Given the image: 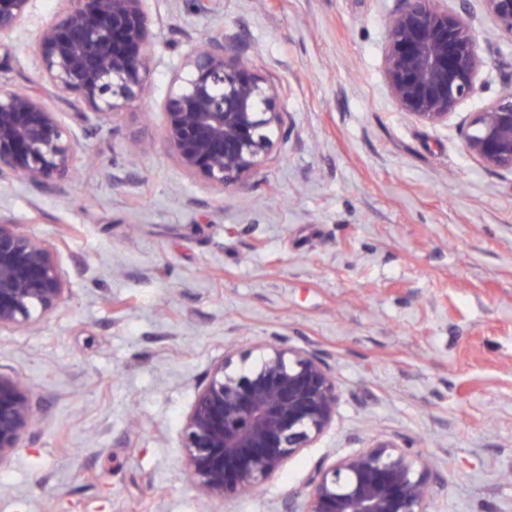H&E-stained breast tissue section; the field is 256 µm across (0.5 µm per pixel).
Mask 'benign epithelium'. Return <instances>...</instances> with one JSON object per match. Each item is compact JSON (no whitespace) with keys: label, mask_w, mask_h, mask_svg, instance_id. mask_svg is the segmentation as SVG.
Returning a JSON list of instances; mask_svg holds the SVG:
<instances>
[{"label":"benign epithelium","mask_w":512,"mask_h":512,"mask_svg":"<svg viewBox=\"0 0 512 512\" xmlns=\"http://www.w3.org/2000/svg\"><path fill=\"white\" fill-rule=\"evenodd\" d=\"M57 20L38 36V79L76 94L86 123L112 120L150 90L153 34L144 0H60ZM440 0H398L385 34L382 67L397 108L419 121H448L477 90L485 61L474 11ZM497 35L512 41V0H479ZM31 0H0V40L24 24ZM279 91L265 84L224 33L187 53L163 103L162 139L176 166L212 188L247 179L272 151L283 124ZM467 152L512 175V84L473 113ZM78 143L42 98L0 84V181L23 178L63 191L76 177ZM68 293L54 248L0 219V331L51 318ZM211 364L180 433L191 483L211 501H231L267 483L331 427L335 376L314 356L258 348ZM34 424L31 390L0 374V466ZM432 472L407 448L379 442L320 467L301 510L431 512Z\"/></svg>","instance_id":"benign-epithelium-1"}]
</instances>
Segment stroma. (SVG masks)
Returning <instances> with one entry per match:
<instances>
[{
  "instance_id": "stroma-1",
  "label": "stroma",
  "mask_w": 512,
  "mask_h": 512,
  "mask_svg": "<svg viewBox=\"0 0 512 512\" xmlns=\"http://www.w3.org/2000/svg\"><path fill=\"white\" fill-rule=\"evenodd\" d=\"M144 5L152 95L99 127L36 82L26 47L58 0H31L0 42V82L38 88L89 154L62 192L0 182V216L56 248L70 288L58 316L0 332V374L27 384L36 420L0 466V512H286L317 464L380 441L431 459L434 512H512V175L465 148L470 114L512 81V43L486 32L477 92L428 124L386 87L397 0ZM218 31L283 114L271 153L221 192L175 165L161 112ZM260 344L318 358L336 420L258 491L210 504L180 430L211 364Z\"/></svg>"
}]
</instances>
